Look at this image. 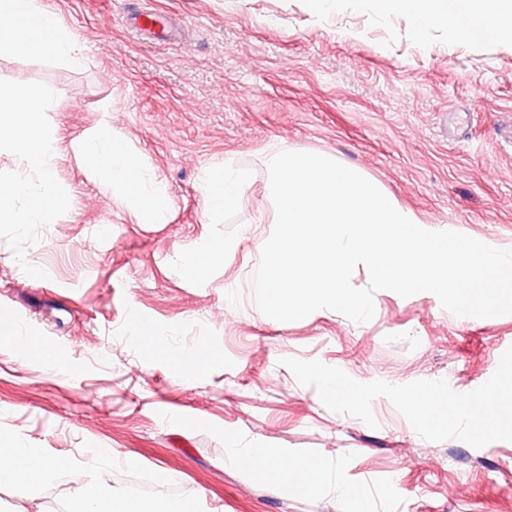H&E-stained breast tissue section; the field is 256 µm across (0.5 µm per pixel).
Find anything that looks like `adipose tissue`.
Masks as SVG:
<instances>
[{"mask_svg":"<svg viewBox=\"0 0 512 512\" xmlns=\"http://www.w3.org/2000/svg\"><path fill=\"white\" fill-rule=\"evenodd\" d=\"M383 17L406 16L416 35L447 28L450 34L477 42L512 38V0H367ZM0 53H27L53 57L68 66L85 62L75 35L62 25L42 0H0ZM53 97L51 88L0 87V150L18 155L19 172L0 179V223L20 227L53 223L67 199L57 187L52 166L56 145L44 126V110ZM82 159L112 188V195L145 223L163 221L169 206L166 190L155 176L113 135L110 126L98 127L80 140ZM248 174L231 166L209 178L203 194L206 217L216 223L243 201ZM63 462L0 438V485L26 489Z\"/></svg>","mask_w":512,"mask_h":512,"instance_id":"ef3b65f1","label":"adipose tissue"}]
</instances>
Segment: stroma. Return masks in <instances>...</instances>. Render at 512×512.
<instances>
[{
    "mask_svg": "<svg viewBox=\"0 0 512 512\" xmlns=\"http://www.w3.org/2000/svg\"><path fill=\"white\" fill-rule=\"evenodd\" d=\"M84 48L72 69L0 54V86L50 87L44 120L67 196L48 233L0 224V436L63 459L0 512H45L101 462L167 474L193 512H512V441L476 449L423 440L384 397L378 423L328 409L286 357L318 360L356 381L446 380L472 391L512 347V315L458 317L421 292L382 290L358 324L321 309L280 322L256 307L252 237L270 232L265 160L320 152L359 168L431 230L455 228L512 248V44L447 29L412 36L405 18L362 0L319 14L309 0H44ZM163 19V40L126 18ZM109 124L166 188L164 222L140 224L75 149ZM248 171L243 205L208 223L203 184L224 164ZM216 240L224 260L190 270L182 253ZM157 345L138 341L130 307ZM273 448L324 474L280 483L235 451ZM361 486L369 504L347 490Z\"/></svg>",
    "mask_w": 512,
    "mask_h": 512,
    "instance_id": "35a3bbf8",
    "label": "stroma"
}]
</instances>
